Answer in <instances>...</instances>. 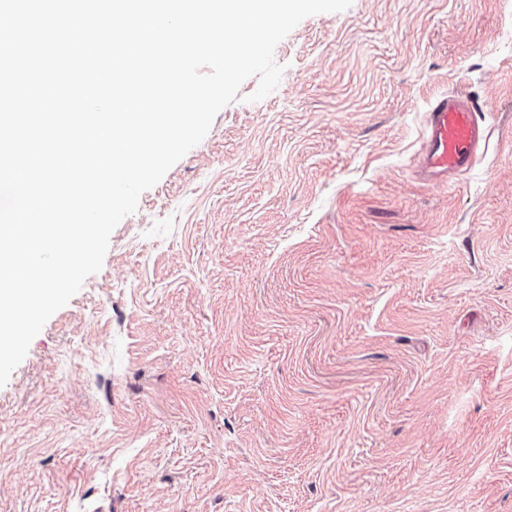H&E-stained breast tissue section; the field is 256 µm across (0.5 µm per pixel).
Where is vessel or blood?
Returning <instances> with one entry per match:
<instances>
[{"mask_svg": "<svg viewBox=\"0 0 512 512\" xmlns=\"http://www.w3.org/2000/svg\"><path fill=\"white\" fill-rule=\"evenodd\" d=\"M477 103L461 93L438 97L427 112L422 169L433 176L470 170L484 139Z\"/></svg>", "mask_w": 512, "mask_h": 512, "instance_id": "vessel-or-blood-1", "label": "vessel or blood"}]
</instances>
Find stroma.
<instances>
[{"mask_svg": "<svg viewBox=\"0 0 512 512\" xmlns=\"http://www.w3.org/2000/svg\"><path fill=\"white\" fill-rule=\"evenodd\" d=\"M274 59L0 387V512H512V0H353ZM454 90L481 159L428 180Z\"/></svg>", "mask_w": 512, "mask_h": 512, "instance_id": "1", "label": "stroma"}]
</instances>
